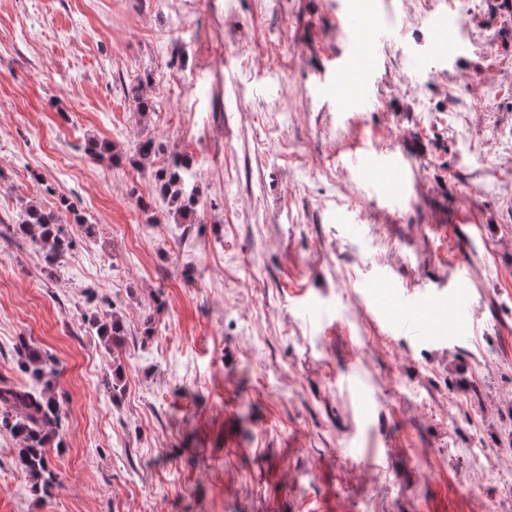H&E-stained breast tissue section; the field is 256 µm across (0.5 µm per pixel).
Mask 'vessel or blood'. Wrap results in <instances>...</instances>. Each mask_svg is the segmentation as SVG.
<instances>
[{
	"label": "vessel or blood",
	"mask_w": 512,
	"mask_h": 512,
	"mask_svg": "<svg viewBox=\"0 0 512 512\" xmlns=\"http://www.w3.org/2000/svg\"><path fill=\"white\" fill-rule=\"evenodd\" d=\"M393 30L392 25L364 27L358 18H350L346 24V38L350 49L344 61L336 66L340 85L350 83L367 86L374 76L378 62L376 58L361 54L363 41H377ZM372 182L378 188L388 189L387 200L391 206H399L407 195V166L403 157L391 153L369 160ZM389 274H381L373 281L374 300L371 309L377 313L388 335L409 341L435 340L444 337L458 338L462 327L474 325L478 316L466 298H459L451 319L441 317L432 303L425 299H414L398 295L388 288Z\"/></svg>",
	"instance_id": "1"
}]
</instances>
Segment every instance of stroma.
Segmentation results:
<instances>
[{"label": "stroma", "instance_id": "35a3bbf8", "mask_svg": "<svg viewBox=\"0 0 512 512\" xmlns=\"http://www.w3.org/2000/svg\"><path fill=\"white\" fill-rule=\"evenodd\" d=\"M367 5L401 22L360 107L332 75L354 0H0V222L54 208L77 241L48 267L0 238V379L29 382L19 341L54 355L64 437L41 497L0 431V512H512V0ZM436 13L463 22L449 63ZM147 137L202 159V223L135 164ZM391 150L398 210L364 163ZM384 271L448 311L460 284L477 325L383 334L361 303ZM91 327L95 329L97 336L104 339L105 342H112V351L122 344L124 336V328L121 319L116 315H112V319H101L97 316L89 319Z\"/></svg>", "mask_w": 512, "mask_h": 512}]
</instances>
